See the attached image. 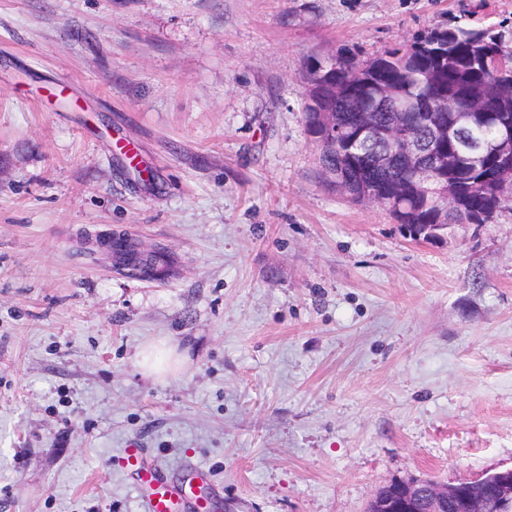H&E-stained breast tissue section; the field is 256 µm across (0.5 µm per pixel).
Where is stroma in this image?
I'll use <instances>...</instances> for the list:
<instances>
[{"label":"stroma","instance_id":"obj_1","mask_svg":"<svg viewBox=\"0 0 512 512\" xmlns=\"http://www.w3.org/2000/svg\"><path fill=\"white\" fill-rule=\"evenodd\" d=\"M469 14L512 39V0H0V512H142L129 448L214 512L512 466V203L413 239L303 112L310 59Z\"/></svg>","mask_w":512,"mask_h":512}]
</instances>
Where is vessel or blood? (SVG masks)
<instances>
[{
    "instance_id": "b4317fda",
    "label": "vessel or blood",
    "mask_w": 512,
    "mask_h": 512,
    "mask_svg": "<svg viewBox=\"0 0 512 512\" xmlns=\"http://www.w3.org/2000/svg\"><path fill=\"white\" fill-rule=\"evenodd\" d=\"M125 455L128 464L136 471L138 485L146 491L141 500L143 512H185L189 507L195 512H211L213 500L193 493L194 479H208L206 469L197 468L194 479L175 485L161 477L157 464L144 460L142 449H126Z\"/></svg>"
}]
</instances>
